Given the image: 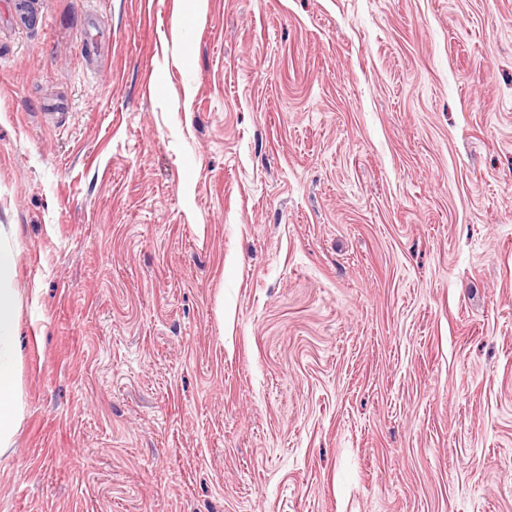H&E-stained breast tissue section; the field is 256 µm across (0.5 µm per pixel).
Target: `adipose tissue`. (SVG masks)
<instances>
[{
    "mask_svg": "<svg viewBox=\"0 0 512 512\" xmlns=\"http://www.w3.org/2000/svg\"><path fill=\"white\" fill-rule=\"evenodd\" d=\"M16 303L12 289H0V454L12 448L22 418L11 336Z\"/></svg>",
    "mask_w": 512,
    "mask_h": 512,
    "instance_id": "ef3b65f1",
    "label": "adipose tissue"
}]
</instances>
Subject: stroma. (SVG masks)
I'll list each match as a JSON object with an SVG mask.
<instances>
[{
    "mask_svg": "<svg viewBox=\"0 0 512 512\" xmlns=\"http://www.w3.org/2000/svg\"><path fill=\"white\" fill-rule=\"evenodd\" d=\"M0 512H512V0H0ZM16 303L17 297L12 289H0V454L12 448L22 418L11 336Z\"/></svg>",
    "mask_w": 512,
    "mask_h": 512,
    "instance_id": "obj_1",
    "label": "stroma"
}]
</instances>
